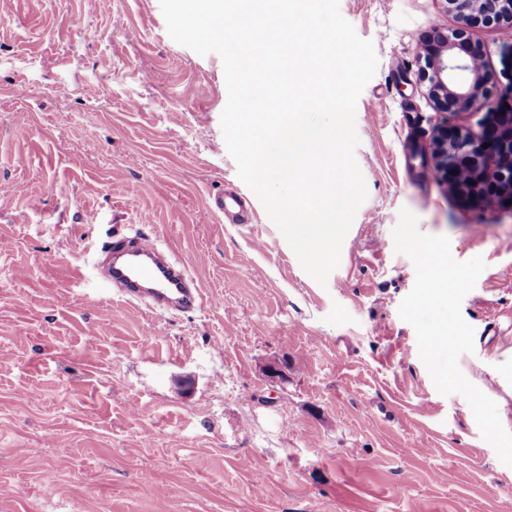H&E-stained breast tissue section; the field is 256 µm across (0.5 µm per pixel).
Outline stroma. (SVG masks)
<instances>
[{
    "mask_svg": "<svg viewBox=\"0 0 512 512\" xmlns=\"http://www.w3.org/2000/svg\"><path fill=\"white\" fill-rule=\"evenodd\" d=\"M340 12L378 66L356 107L367 198L322 285L237 175L220 57L172 40L159 0H0V512H512V467L399 315L415 268L392 236L406 208L483 258L458 363L512 431V207L437 172L434 132L478 141L490 118L438 108L418 49L463 29L505 93L512 26L445 0ZM223 190L251 223L209 211ZM138 230L200 308L161 319L99 288L95 248Z\"/></svg>",
    "mask_w": 512,
    "mask_h": 512,
    "instance_id": "stroma-1",
    "label": "stroma"
}]
</instances>
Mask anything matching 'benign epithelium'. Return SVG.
<instances>
[{"instance_id": "1", "label": "benign epithelium", "mask_w": 512, "mask_h": 512, "mask_svg": "<svg viewBox=\"0 0 512 512\" xmlns=\"http://www.w3.org/2000/svg\"><path fill=\"white\" fill-rule=\"evenodd\" d=\"M448 11L466 25L478 20L512 24V0H446ZM463 32L437 34L432 42L444 48L427 61L425 77L430 94L441 108L475 109L493 117V125L483 142L474 144L459 131H440L432 138V154L443 175L455 172L450 184L467 198L491 195L505 202L512 200V98L503 103L500 95L479 78L473 56L452 52V42ZM489 142L491 146L484 147Z\"/></svg>"}]
</instances>
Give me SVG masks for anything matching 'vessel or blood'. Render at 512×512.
I'll list each match as a JSON object with an SVG mask.
<instances>
[{
    "label": "vessel or blood",
    "mask_w": 512,
    "mask_h": 512,
    "mask_svg": "<svg viewBox=\"0 0 512 512\" xmlns=\"http://www.w3.org/2000/svg\"><path fill=\"white\" fill-rule=\"evenodd\" d=\"M211 207L223 214L225 223L244 221V201L238 194H221L213 199ZM99 267L102 279L116 296L128 303L143 304L152 313H182L202 304L195 278L153 238L114 234L104 248Z\"/></svg>",
    "instance_id": "1"
}]
</instances>
